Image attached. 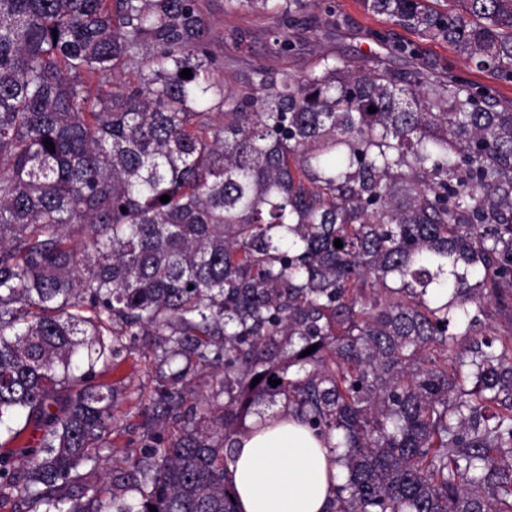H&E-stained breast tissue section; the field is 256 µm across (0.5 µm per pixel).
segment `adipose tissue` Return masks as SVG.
Instances as JSON below:
<instances>
[{"label":"adipose tissue","mask_w":512,"mask_h":512,"mask_svg":"<svg viewBox=\"0 0 512 512\" xmlns=\"http://www.w3.org/2000/svg\"><path fill=\"white\" fill-rule=\"evenodd\" d=\"M341 472L332 448L279 413L255 418L236 436L226 477L237 512H330Z\"/></svg>","instance_id":"adipose-tissue-1"}]
</instances>
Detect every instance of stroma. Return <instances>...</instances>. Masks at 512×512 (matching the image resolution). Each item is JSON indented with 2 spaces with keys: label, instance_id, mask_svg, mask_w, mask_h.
I'll list each match as a JSON object with an SVG mask.
<instances>
[{
  "label": "stroma",
  "instance_id": "1",
  "mask_svg": "<svg viewBox=\"0 0 512 512\" xmlns=\"http://www.w3.org/2000/svg\"><path fill=\"white\" fill-rule=\"evenodd\" d=\"M206 3L213 24L207 49L217 62L220 80L228 88L242 85L259 64L276 72L306 75L327 54L346 59L352 69L365 68L372 58L388 55L386 46L373 39L376 31L389 30L406 41L415 39L414 33L396 27L385 17L364 12L360 0H335L338 23L330 34L316 37L304 33L300 50L278 55L270 49V33L281 24L278 14L245 9L229 12L225 0ZM155 342L152 335L130 341L109 375L118 391L109 436L111 448L103 453V464L109 471L122 467L125 458H141L152 438L175 433L183 424L182 419L172 416L160 422L153 420L147 409L150 397L169 383L168 373L158 369Z\"/></svg>",
  "mask_w": 512,
  "mask_h": 512
}]
</instances>
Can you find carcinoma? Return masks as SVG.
<instances>
[{
    "label": "carcinoma",
    "mask_w": 512,
    "mask_h": 512,
    "mask_svg": "<svg viewBox=\"0 0 512 512\" xmlns=\"http://www.w3.org/2000/svg\"><path fill=\"white\" fill-rule=\"evenodd\" d=\"M361 4L490 83L398 42L402 68L324 56L226 90L204 0H0V425L41 432L0 453V507L235 512L234 437L280 397L335 440L332 512H512V0ZM150 329L181 376L224 378L130 485L98 474L99 377Z\"/></svg>",
    "instance_id": "carcinoma-1"
}]
</instances>
